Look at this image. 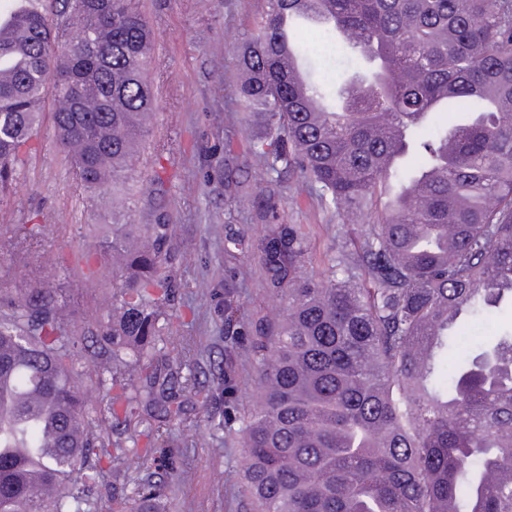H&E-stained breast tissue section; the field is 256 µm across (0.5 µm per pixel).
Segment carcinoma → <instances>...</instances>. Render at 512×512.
Wrapping results in <instances>:
<instances>
[{"label":"carcinoma","mask_w":512,"mask_h":512,"mask_svg":"<svg viewBox=\"0 0 512 512\" xmlns=\"http://www.w3.org/2000/svg\"><path fill=\"white\" fill-rule=\"evenodd\" d=\"M303 19L361 59L370 77L333 87L295 77L290 23ZM0 193L36 150L50 98L57 143L81 186L118 191L158 109L147 69L153 35L138 0H0ZM235 95L260 114L249 152L268 181L306 180L353 225L322 277L299 264L306 236L261 210L258 243L281 314L237 326L224 283V330L247 336L259 388L227 426L242 448L248 512H512V331L448 369L467 316L512 300V0H267L237 42ZM440 112L463 120L423 138ZM415 152L421 162L402 165ZM227 201L248 176L224 151ZM112 269V314L72 326L69 289L0 291V512H85L90 481L140 438L146 414L181 418L179 369L157 359L180 255L174 227L114 224L92 243ZM103 396L86 402L81 364ZM217 391H236L232 350ZM145 484L124 512H158Z\"/></svg>","instance_id":"carcinoma-1"}]
</instances>
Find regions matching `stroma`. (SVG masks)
Returning <instances> with one entry per match:
<instances>
[{
	"label": "stroma",
	"instance_id": "obj_1",
	"mask_svg": "<svg viewBox=\"0 0 512 512\" xmlns=\"http://www.w3.org/2000/svg\"><path fill=\"white\" fill-rule=\"evenodd\" d=\"M155 34L150 78L159 109L133 162L131 176L118 195L94 197L79 184L52 138L51 103H44L41 150L18 171L10 192L0 199V289L14 291L47 278L63 277L74 294L78 326L93 324L112 310V275L87 277L77 261L96 231H111L119 211L138 224L164 213L186 246L172 274L177 284L176 313L168 329L188 343L189 354L166 349L181 364L194 387L181 393L186 419L169 424L172 447L166 459L140 466L113 462L84 487L92 512H121L125 498L146 481L163 482L175 512H245L242 451L238 437L224 426V403L202 406L213 393L227 346H234L237 383L235 415H244L257 388V369L249 339L224 337V279L237 286L236 317L257 322L284 306L264 286L256 246L266 226L255 217L265 203L267 177L248 154V115L235 96L240 76L236 38L251 32L266 10V0H140ZM315 52L309 61L336 83L360 71L359 61L321 32L299 31ZM232 149L249 168L252 191L239 213L224 211V151ZM171 175L163 189L151 180L157 157ZM281 220L305 225L308 254L302 274L322 275L334 257L337 240L349 229L341 210L324 206L314 185L290 179L280 186ZM39 212L45 224L41 242L17 247L12 227Z\"/></svg>",
	"mask_w": 512,
	"mask_h": 512
}]
</instances>
